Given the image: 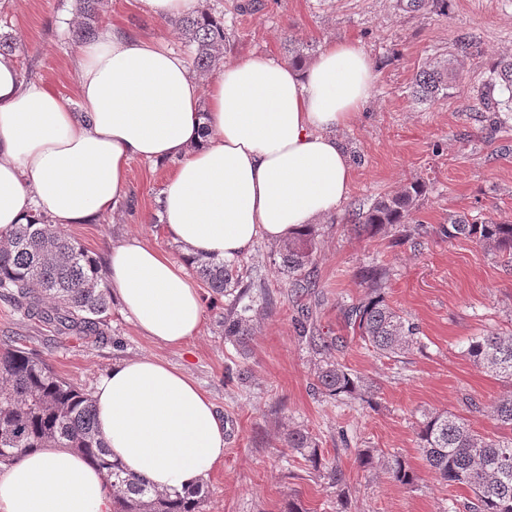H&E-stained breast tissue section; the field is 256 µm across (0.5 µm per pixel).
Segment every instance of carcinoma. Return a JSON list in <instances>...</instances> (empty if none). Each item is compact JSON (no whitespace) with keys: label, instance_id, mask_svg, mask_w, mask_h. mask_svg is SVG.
I'll use <instances>...</instances> for the list:
<instances>
[{"label":"carcinoma","instance_id":"obj_1","mask_svg":"<svg viewBox=\"0 0 512 512\" xmlns=\"http://www.w3.org/2000/svg\"><path fill=\"white\" fill-rule=\"evenodd\" d=\"M99 0H80L82 22L77 42L93 39L97 32L96 5ZM415 11L422 8H448V0H400ZM175 25L191 49V65L201 76L215 70L224 57L226 29L224 15L209 10L184 15ZM474 46L466 38L457 39L455 52L433 58L416 72L412 83L415 102L435 101L459 82L464 59L473 55ZM494 83L501 98L485 97L488 112H512V55L498 58L492 66ZM425 184L410 181L400 190L377 198L365 212L352 215L353 231L375 235L388 227L413 222L417 202ZM448 239L465 238L492 251L512 257V222L488 220L481 223L456 218L442 227ZM315 231L308 227L278 245L275 255L279 268L295 290L313 286L315 273ZM202 283L220 296L239 287L238 271L221 259L202 256L191 261ZM358 277L370 288L368 297L350 305L346 318L357 327L365 344L374 351L397 355L413 343L416 328L393 307L382 292L385 272L372 266ZM0 297L28 317L55 328L60 338L75 336L95 341L109 330L112 298L105 273L84 247L53 228L41 217L17 224L0 239ZM244 297L218 320L224 339L243 345L251 336L250 307H239ZM300 336L320 350L336 346L314 334L307 322L297 323ZM466 354L474 364L498 377L512 380V336L490 334L472 341ZM315 386L331 398L362 399L359 380L335 361H326L316 372ZM492 413L504 436L486 438L461 418L447 411L428 414L419 425L417 436L428 468L450 486L471 492L468 512H512V397L492 406ZM58 445L73 448L87 456L106 475L112 491V512H203L206 487L197 483L180 491L158 492L137 474L111 459L96 427L93 397L60 377L48 359L11 339L0 341V462L21 460L30 450ZM284 445L300 452L312 467L332 481H342L335 467H327L318 444L305 428H292ZM389 478L401 486H411L416 472L395 456L387 465Z\"/></svg>","mask_w":512,"mask_h":512}]
</instances>
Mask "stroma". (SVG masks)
I'll use <instances>...</instances> for the list:
<instances>
[{
  "mask_svg": "<svg viewBox=\"0 0 512 512\" xmlns=\"http://www.w3.org/2000/svg\"><path fill=\"white\" fill-rule=\"evenodd\" d=\"M237 2L198 0L199 8L224 15L231 35L225 63L259 53L285 59L292 39L316 55L332 42L350 41L376 66L370 102L339 133L355 178L343 208L315 226V287L291 291L273 261L274 243L261 240L235 262L248 289L243 301L252 307L248 346L224 340L217 320L232 299L208 291L201 331L182 348L143 336L117 307L104 339L64 340L1 299L0 337L19 338L59 376L90 393L113 365L135 357L151 356L188 373L229 426L224 461L204 480V512H284L291 501L303 512H466L468 492L426 467L417 431L425 415L448 411L482 436H499L490 407L512 395V381L487 373L465 354L476 337L512 336V265L473 241L440 233L453 215L512 221V112L486 111L479 98L493 62L512 54V0H451L445 13L407 12L397 0H260L259 12L243 15L234 10ZM78 21L76 0H0V32L14 35L23 75L70 99L77 96L72 32ZM96 24L189 53L170 20L149 15L137 0H102ZM460 37L476 51L459 86L430 105L413 101L416 72L453 50ZM173 167L170 161H131L126 199L91 223L68 226L67 234L102 264L130 237L181 259L184 248L166 236L158 202ZM415 179L427 190L405 241L394 228L373 238L353 233L349 214ZM368 266L386 269L388 302L418 328L408 350L392 357L367 347L343 315L365 297L356 274ZM305 313L335 338L331 353L311 349L299 336L296 323ZM327 357L360 377L372 406L315 393V373ZM230 369L246 370V383L227 381ZM295 426L309 430L326 462L343 470L342 485L285 447L284 436ZM362 454L368 466H360ZM396 455L417 473L414 485L390 480L385 465Z\"/></svg>",
  "mask_w": 512,
  "mask_h": 512,
  "instance_id": "35a3bbf8",
  "label": "stroma"
}]
</instances>
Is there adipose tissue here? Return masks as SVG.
I'll list each match as a JSON object with an SVG mask.
<instances>
[{
    "mask_svg": "<svg viewBox=\"0 0 512 512\" xmlns=\"http://www.w3.org/2000/svg\"><path fill=\"white\" fill-rule=\"evenodd\" d=\"M77 76L75 106L0 55V233L38 214L59 228L89 223L125 195L132 160L176 161L160 205L186 260L132 237L107 262L122 311L168 347L192 341L204 321L187 259H236L347 201L355 170L337 132L376 82L369 57L339 41L304 65L264 55L234 62L205 87L172 49L114 27L80 46ZM94 400L112 459L156 490L196 484L224 459L215 406L157 358L113 366ZM0 512H112V494L81 453L37 448L0 471Z\"/></svg>",
    "mask_w": 512,
    "mask_h": 512,
    "instance_id": "obj_1",
    "label": "adipose tissue"
}]
</instances>
